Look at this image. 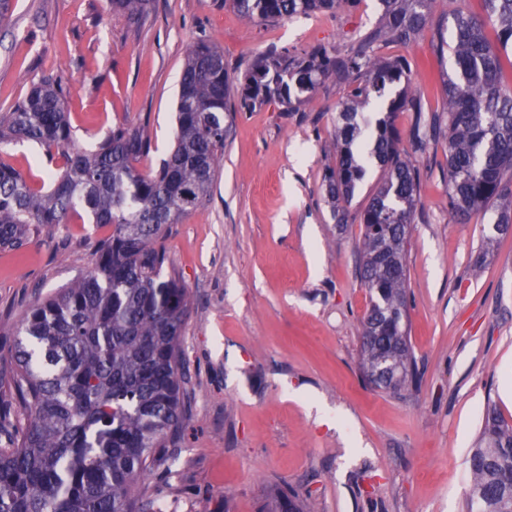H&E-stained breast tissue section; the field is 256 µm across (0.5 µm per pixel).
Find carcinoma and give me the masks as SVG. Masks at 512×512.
Segmentation results:
<instances>
[{"label":"carcinoma","instance_id":"obj_1","mask_svg":"<svg viewBox=\"0 0 512 512\" xmlns=\"http://www.w3.org/2000/svg\"><path fill=\"white\" fill-rule=\"evenodd\" d=\"M360 0H224L248 21L274 22L317 11L356 8ZM434 0H382L380 25L343 51L317 44L296 53L264 54L235 84L224 54L191 45L180 78L174 146L158 168L136 166L150 152L126 126L91 149L72 144L69 91L53 75L30 80L19 105L0 116V144L26 140L57 150L63 166L50 182H32L0 157V247L26 245L33 224H68L80 212L112 228L91 267L70 285L37 299L11 347L7 392L24 412L0 448V512H154L139 493L169 441L182 428L188 370L181 336L188 289L164 275L158 245L171 225L206 206L224 158L234 113L276 105L298 112L328 80L344 86L329 152L327 202L342 227L366 172L380 177L360 212L359 275L369 307L361 319L360 365L375 387L416 391L422 381L409 343L405 244L419 204V169L401 150L443 142L448 212L482 210L512 224V90L502 82L499 48L512 45V0H482V11L458 6L452 24L432 33L429 52L454 65L439 78L448 118L418 88L423 68L405 56L381 57V43L407 45L426 29ZM139 22L150 0H109ZM493 28L499 46L487 37ZM385 116L370 121L364 109ZM411 112L401 131L393 117ZM467 467L466 512H512V423L488 404ZM268 512H303L299 491L280 490Z\"/></svg>","mask_w":512,"mask_h":512}]
</instances>
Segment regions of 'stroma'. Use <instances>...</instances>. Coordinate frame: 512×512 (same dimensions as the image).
Returning a JSON list of instances; mask_svg holds the SVG:
<instances>
[{"label":"stroma","instance_id":"stroma-1","mask_svg":"<svg viewBox=\"0 0 512 512\" xmlns=\"http://www.w3.org/2000/svg\"><path fill=\"white\" fill-rule=\"evenodd\" d=\"M382 13L380 0H360L261 25L222 0H151L132 24L107 0H12L0 23V113L30 79L61 76L76 144L140 129L147 171L173 147L189 45L222 49L239 77L262 54L348 48ZM342 94L329 81L301 111L235 113L210 202L160 241L167 272L190 291L188 399L181 438L140 491L175 512H265L286 485L304 494L305 512H465L466 459L488 403L512 422V234L490 246L492 215L449 213L440 142L417 152L402 143L420 171L405 249L422 383L393 395L364 380L358 216L379 171L368 170L336 227L323 180ZM0 155L30 179L49 166L31 142ZM108 233L80 219L35 224L26 246L0 250V321L19 326L37 298L71 284Z\"/></svg>","mask_w":512,"mask_h":512}]
</instances>
